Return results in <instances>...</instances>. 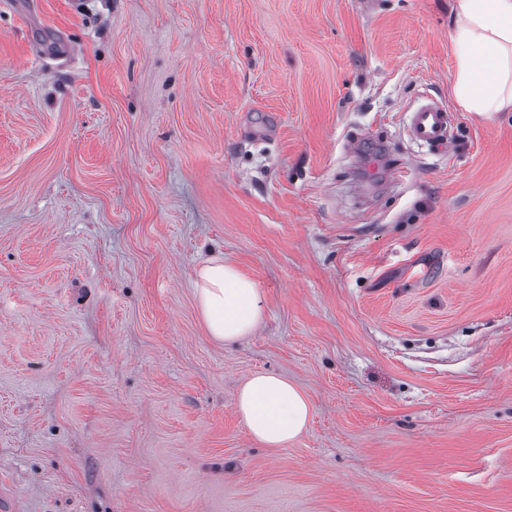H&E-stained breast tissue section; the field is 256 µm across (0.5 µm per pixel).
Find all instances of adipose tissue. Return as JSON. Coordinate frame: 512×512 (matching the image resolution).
I'll use <instances>...</instances> for the list:
<instances>
[{
    "mask_svg": "<svg viewBox=\"0 0 512 512\" xmlns=\"http://www.w3.org/2000/svg\"><path fill=\"white\" fill-rule=\"evenodd\" d=\"M453 10L456 102L487 114L512 106V0H454ZM196 276V303L209 336L232 344L253 335L264 321L256 282L221 258L206 260ZM236 408L253 439L269 448L297 440L312 413L293 383L270 373L240 387Z\"/></svg>",
    "mask_w": 512,
    "mask_h": 512,
    "instance_id": "1",
    "label": "adipose tissue"
}]
</instances>
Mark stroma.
Returning a JSON list of instances; mask_svg holds the SVG:
<instances>
[{"instance_id":"1","label":"stroma","mask_w":512,"mask_h":512,"mask_svg":"<svg viewBox=\"0 0 512 512\" xmlns=\"http://www.w3.org/2000/svg\"><path fill=\"white\" fill-rule=\"evenodd\" d=\"M451 6L0 0V505L512 512V110L454 99ZM212 257L260 288L243 342ZM258 372L312 404L287 447L236 411ZM408 131L417 144L446 152L450 143L448 111L434 103L423 104L410 113ZM196 276V303L208 335L224 344L253 335L264 321L256 282L222 258L206 260Z\"/></svg>"}]
</instances>
